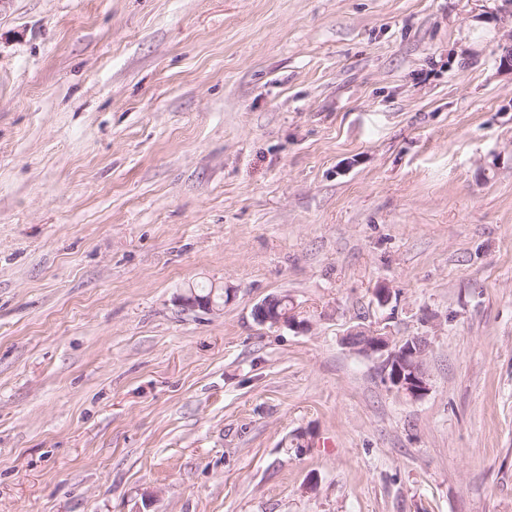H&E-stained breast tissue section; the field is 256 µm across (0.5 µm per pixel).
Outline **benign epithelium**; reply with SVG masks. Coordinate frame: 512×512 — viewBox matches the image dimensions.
<instances>
[{"label":"benign epithelium","mask_w":512,"mask_h":512,"mask_svg":"<svg viewBox=\"0 0 512 512\" xmlns=\"http://www.w3.org/2000/svg\"><path fill=\"white\" fill-rule=\"evenodd\" d=\"M179 303L187 309L205 312L217 308L213 297H200L192 289L179 298ZM287 303L288 299L284 297L266 298L255 307L257 320L261 323L286 322L290 326H304V323L296 320ZM346 342L366 355L383 358L386 381L397 393L411 399H420L429 391L423 368V357L427 349L425 338L412 336L394 346L390 337L379 330L357 328L347 333Z\"/></svg>","instance_id":"obj_1"}]
</instances>
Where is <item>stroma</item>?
<instances>
[{"instance_id": "35a3bbf8", "label": "stroma", "mask_w": 512, "mask_h": 512, "mask_svg": "<svg viewBox=\"0 0 512 512\" xmlns=\"http://www.w3.org/2000/svg\"><path fill=\"white\" fill-rule=\"evenodd\" d=\"M510 44L512 0H0V512H512ZM211 290L212 288L201 289L199 292H195L193 289H190L187 293L181 296L178 301L187 309H199L205 312L213 311L217 308V305L213 300V294H211L208 298H203L209 295ZM196 293L203 297L198 296ZM278 303V308H282V313L280 315L271 316L268 311L271 304ZM286 304V306H285ZM256 318L261 323L266 322H275V323H285L287 322L289 326L300 327L301 322L297 321L295 316L292 314V311L288 307V298L272 296L268 297L259 304L256 305L255 309ZM347 344L358 351L384 357L386 381L398 394L420 399L429 391L423 368L427 342L422 336H413L392 347L390 336L381 330L357 328L346 335Z\"/></svg>"}]
</instances>
